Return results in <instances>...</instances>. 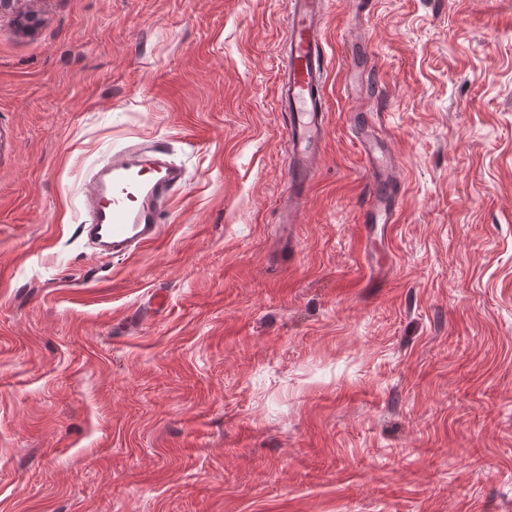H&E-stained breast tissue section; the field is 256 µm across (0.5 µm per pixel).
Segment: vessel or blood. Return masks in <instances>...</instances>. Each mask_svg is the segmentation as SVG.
<instances>
[{
    "instance_id": "1",
    "label": "vessel or blood",
    "mask_w": 512,
    "mask_h": 512,
    "mask_svg": "<svg viewBox=\"0 0 512 512\" xmlns=\"http://www.w3.org/2000/svg\"><path fill=\"white\" fill-rule=\"evenodd\" d=\"M323 0H290L287 74L278 104L287 120L288 194L282 223H294L319 172L328 134L325 93L328 64L323 37ZM368 159L367 200L363 223L397 220L396 193L387 147L372 125L355 129ZM184 171L165 143L112 154L87 180L86 220L82 231L99 256L123 258L155 242L160 216L168 207Z\"/></svg>"
}]
</instances>
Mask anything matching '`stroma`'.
<instances>
[{
    "mask_svg": "<svg viewBox=\"0 0 512 512\" xmlns=\"http://www.w3.org/2000/svg\"><path fill=\"white\" fill-rule=\"evenodd\" d=\"M288 2L0 14V512H512V0H326L294 224ZM357 116L395 158L374 240ZM151 141L162 235L99 257L88 172Z\"/></svg>",
    "mask_w": 512,
    "mask_h": 512,
    "instance_id": "35a3bbf8",
    "label": "stroma"
}]
</instances>
